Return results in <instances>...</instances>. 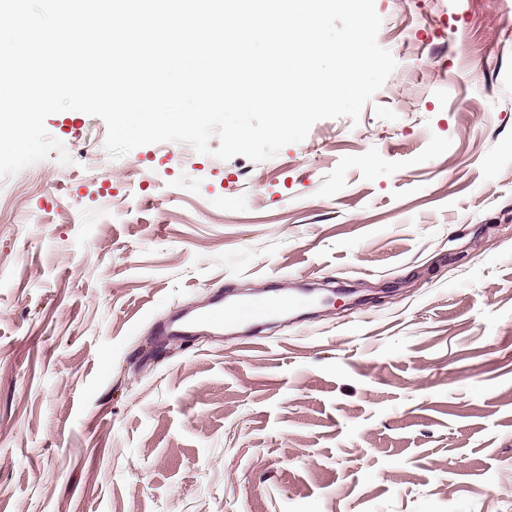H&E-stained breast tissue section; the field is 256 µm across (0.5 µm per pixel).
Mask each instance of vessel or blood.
<instances>
[{
	"label": "vessel or blood",
	"instance_id": "vessel-or-blood-1",
	"mask_svg": "<svg viewBox=\"0 0 512 512\" xmlns=\"http://www.w3.org/2000/svg\"><path fill=\"white\" fill-rule=\"evenodd\" d=\"M315 299L307 293L270 295L259 291L235 304H225L223 296L214 297L207 309L190 315L177 316L166 335L171 340H181L208 330L223 333L226 326L239 323H260L276 313L287 312L314 305Z\"/></svg>",
	"mask_w": 512,
	"mask_h": 512
}]
</instances>
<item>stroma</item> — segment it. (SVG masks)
Returning <instances> with one entry per match:
<instances>
[{"label": "stroma", "mask_w": 512, "mask_h": 512, "mask_svg": "<svg viewBox=\"0 0 512 512\" xmlns=\"http://www.w3.org/2000/svg\"><path fill=\"white\" fill-rule=\"evenodd\" d=\"M375 9L397 67L358 121L104 170L68 110L70 163L0 179V512H512V0ZM305 282L262 338L158 334Z\"/></svg>", "instance_id": "35a3bbf8"}]
</instances>
